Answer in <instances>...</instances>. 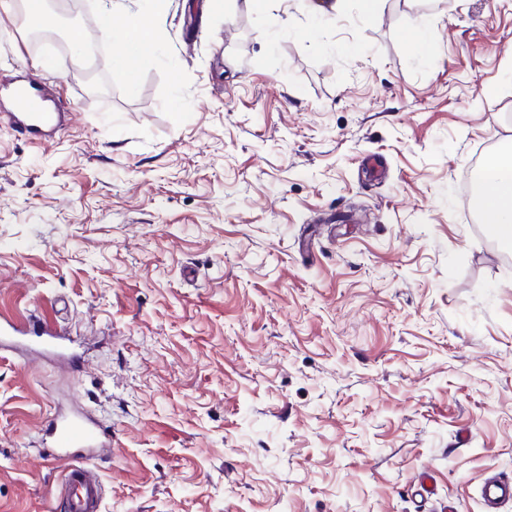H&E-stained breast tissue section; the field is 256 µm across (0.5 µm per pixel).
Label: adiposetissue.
I'll return each instance as SVG.
<instances>
[{
    "mask_svg": "<svg viewBox=\"0 0 512 512\" xmlns=\"http://www.w3.org/2000/svg\"><path fill=\"white\" fill-rule=\"evenodd\" d=\"M104 29H116L121 50L112 60V68L128 89L138 81L137 60L156 54L159 43L154 27L145 25L139 16L122 10L112 0L102 19ZM479 179L483 184L476 205L484 218L487 231L499 243L512 247V146L494 153L483 166Z\"/></svg>",
    "mask_w": 512,
    "mask_h": 512,
    "instance_id": "obj_1",
    "label": "adipose tissue"
}]
</instances>
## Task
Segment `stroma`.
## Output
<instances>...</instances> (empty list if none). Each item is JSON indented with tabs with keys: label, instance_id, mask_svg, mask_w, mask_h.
<instances>
[{
	"label": "stroma",
	"instance_id": "1",
	"mask_svg": "<svg viewBox=\"0 0 512 512\" xmlns=\"http://www.w3.org/2000/svg\"><path fill=\"white\" fill-rule=\"evenodd\" d=\"M123 5L163 18L132 93L118 37L76 51L102 0L37 45L0 10V111L30 74L66 115L41 145L0 122V317L83 352L0 353V512H64L56 408L119 444L103 512H483L512 479V249L464 193L512 141V0ZM480 497L485 512H499L503 505L512 502V480L485 476L480 484Z\"/></svg>",
	"mask_w": 512,
	"mask_h": 512
}]
</instances>
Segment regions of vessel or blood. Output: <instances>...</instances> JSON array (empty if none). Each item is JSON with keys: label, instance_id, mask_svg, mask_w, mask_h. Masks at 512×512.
<instances>
[{"label": "vessel or blood", "instance_id": "b4317fda", "mask_svg": "<svg viewBox=\"0 0 512 512\" xmlns=\"http://www.w3.org/2000/svg\"><path fill=\"white\" fill-rule=\"evenodd\" d=\"M15 111L0 115V121L28 131L38 138H49L60 121L55 112L41 111L38 102L25 90H18ZM34 339L39 352L56 357H69L62 333L52 324L31 321L0 322V349L12 348L15 340ZM47 457L62 467L61 494L65 512H102L103 496L98 469L93 461L105 449L114 447L110 430L83 414H51L41 429ZM480 497L485 512H500L512 502V480L497 476L483 477Z\"/></svg>", "mask_w": 512, "mask_h": 512}]
</instances>
